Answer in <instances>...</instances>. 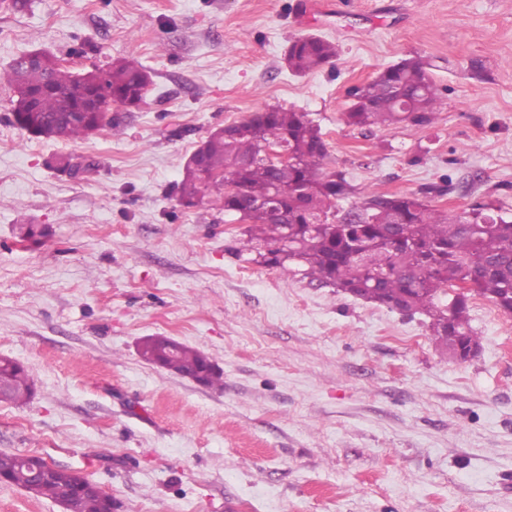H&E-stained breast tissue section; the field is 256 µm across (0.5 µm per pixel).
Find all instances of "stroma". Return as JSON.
<instances>
[{
    "mask_svg": "<svg viewBox=\"0 0 512 512\" xmlns=\"http://www.w3.org/2000/svg\"><path fill=\"white\" fill-rule=\"evenodd\" d=\"M316 2L333 17L304 0L0 7V71L44 49L84 70L133 55L150 76L140 107L112 106L121 133L69 142L20 129L0 85V356L35 386L0 403V452L84 474L116 512H512V316L471 297L480 351L449 359L426 317L244 261L233 217L179 201L212 130L281 106L319 124L354 201L438 184L447 215H512V0ZM306 34L337 55L297 76ZM405 58L445 89L435 123L347 125L348 89ZM23 218L41 245L19 247ZM150 336L204 353L223 388L145 362Z\"/></svg>",
    "mask_w": 512,
    "mask_h": 512,
    "instance_id": "1",
    "label": "stroma"
}]
</instances>
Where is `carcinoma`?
<instances>
[{
    "label": "carcinoma",
    "instance_id": "cac0c4a2",
    "mask_svg": "<svg viewBox=\"0 0 512 512\" xmlns=\"http://www.w3.org/2000/svg\"><path fill=\"white\" fill-rule=\"evenodd\" d=\"M335 57V44L309 35L291 42L287 61L294 74L306 75ZM3 80L13 92L12 112L20 128L28 121L31 134L60 141L92 135L88 124L74 118L88 105L92 88L112 91V99H101L95 113L99 125L112 131L116 125L110 106L139 107L149 86L147 71L133 58L78 72L54 57L28 67L16 57L7 74H0ZM348 95L351 103L342 119L359 128L427 126L444 105L442 88L417 59L386 67ZM272 143L285 146L288 165L263 159L264 147ZM326 154L320 129L306 113L271 107L208 136L200 148V169L186 168L178 186L180 202L190 207L209 197L224 212L238 215L245 224L240 235L246 237L243 247L234 248L240 257L247 253L271 267L295 260L319 286L406 316L424 315L436 345L452 359L464 347L479 348L469 299L489 296L512 315V217L479 206L450 218L427 202L446 192L437 184L418 195L368 193L361 202L339 209L336 202L348 198L353 188L343 173L321 169ZM275 193L288 215L286 224L274 223L261 205ZM399 231L409 235L412 245L393 250L387 237ZM140 354L174 373L199 376L206 386L224 387L223 373L207 365L199 350L166 336L145 339ZM0 379L6 385L0 403L22 404L32 396L27 370L8 357L0 358ZM0 473L9 484L56 503L71 488L69 512H100L95 488L77 471L54 470L51 478L34 484L20 455L2 452Z\"/></svg>",
    "mask_w": 512,
    "mask_h": 512
}]
</instances>
